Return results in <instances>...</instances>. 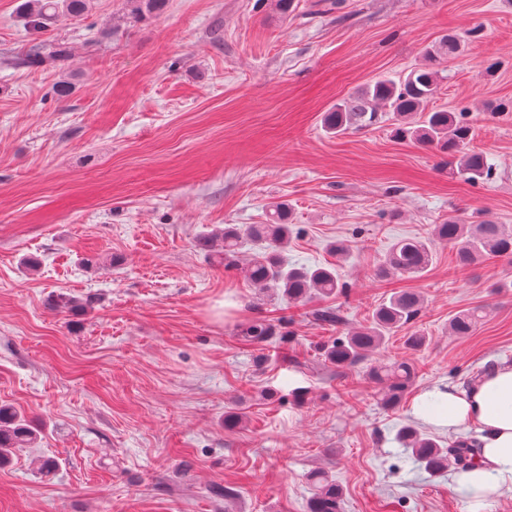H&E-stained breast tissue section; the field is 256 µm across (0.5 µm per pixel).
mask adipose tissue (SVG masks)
Listing matches in <instances>:
<instances>
[{
  "label": "adipose tissue",
  "instance_id": "1",
  "mask_svg": "<svg viewBox=\"0 0 512 512\" xmlns=\"http://www.w3.org/2000/svg\"><path fill=\"white\" fill-rule=\"evenodd\" d=\"M412 415L426 428L469 432L473 464L452 482L483 498L512 484V363L488 366L468 386L438 385L415 399Z\"/></svg>",
  "mask_w": 512,
  "mask_h": 512
}]
</instances>
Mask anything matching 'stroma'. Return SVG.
I'll list each match as a JSON object with an SVG mask.
<instances>
[{
    "instance_id": "1",
    "label": "stroma",
    "mask_w": 512,
    "mask_h": 512,
    "mask_svg": "<svg viewBox=\"0 0 512 512\" xmlns=\"http://www.w3.org/2000/svg\"><path fill=\"white\" fill-rule=\"evenodd\" d=\"M23 2L0 0V405L41 434L0 467V512H307L319 467L343 512H512V489L476 506L396 439L422 390L512 362V259L463 268L439 244L424 276L376 274L393 241L448 216L512 225V113L497 110L512 101V0H293L284 15L271 0H168L142 20L127 0H91L39 30ZM474 27L431 105L469 112L492 180L449 177L388 112L326 131L336 102ZM36 43L67 55L25 65ZM279 203L296 229L284 258L333 264L346 294L261 297L241 268L260 243L231 267L199 249ZM401 290L425 308L381 357L417 377L386 410L368 363L339 370L323 349ZM475 306L486 320L450 335ZM324 308L341 324L317 321ZM255 318L271 329L260 344L241 334ZM43 457L58 471L38 472ZM484 307H472L456 313L450 320V328L455 336H470L487 317Z\"/></svg>"
}]
</instances>
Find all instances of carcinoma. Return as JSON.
I'll return each instance as SVG.
<instances>
[{"label":"carcinoma","mask_w":512,"mask_h":512,"mask_svg":"<svg viewBox=\"0 0 512 512\" xmlns=\"http://www.w3.org/2000/svg\"><path fill=\"white\" fill-rule=\"evenodd\" d=\"M90 0H26L22 5L28 24L42 27L44 21L57 11L77 17L89 8ZM131 14L143 19L161 13L167 0H128ZM480 30L467 35H448L438 45L426 51L428 64L418 67L395 81L380 78L364 86L356 96L348 98L326 113L325 127L336 134L350 128L372 125L378 119L379 105L388 107L398 118L395 135L411 138L448 155L449 173L470 183L489 181L494 175L488 155L470 147L474 127L469 112L427 109L440 81L439 65L446 59L460 56L467 46V39H475ZM65 49L56 48L47 53L35 50L26 57L31 66H41L59 61ZM292 225L288 224L286 207H274L267 224H249L241 229L234 224L224 225L220 246L224 261L231 262L237 254L241 239L248 237L266 243L265 252L250 261L246 268L248 278L265 291L274 290L287 302H301L312 295L324 297L345 293L333 267H297L285 262L281 249L288 243ZM444 243L455 251L460 265L476 264L490 256L512 257V227L485 221L469 224L459 218H450L433 227L426 239L403 238L388 249L378 275L406 273L416 277L424 275L433 259L435 243ZM424 309L423 295L405 290L392 295L375 310L372 321L355 328L346 336L334 341L324 351V359L338 369L348 368L380 352L390 334L413 324ZM484 307H472L456 313L450 328L456 336H470L487 317ZM246 340L261 343L270 336L269 326L261 319L252 321L243 330ZM370 378L380 385L379 404L394 408L400 405L415 377L413 364L393 361L371 368ZM38 439V435L15 409L0 406V464L10 458L17 448H24ZM397 440L413 460L431 473H442L454 465L465 466L472 456L466 448H444L437 440L413 425L399 430ZM308 481L313 493L308 512H341L342 488L329 477L324 469L309 473Z\"/></svg>","instance_id":"carcinoma-1"}]
</instances>
